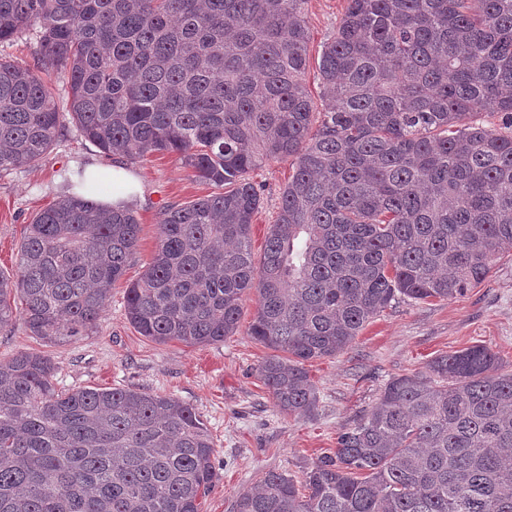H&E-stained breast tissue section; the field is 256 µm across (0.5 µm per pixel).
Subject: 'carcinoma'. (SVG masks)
<instances>
[{"instance_id":"1","label":"carcinoma","mask_w":512,"mask_h":512,"mask_svg":"<svg viewBox=\"0 0 512 512\" xmlns=\"http://www.w3.org/2000/svg\"><path fill=\"white\" fill-rule=\"evenodd\" d=\"M306 2L0 0V43L41 27L34 66L0 59V171L41 160L67 113L107 157L173 153L224 188L160 215L125 315L155 342L209 345L255 293L247 335L273 351L258 378L288 415L318 403L306 364L393 300L461 297L512 254V0H348L317 124ZM275 159L293 174L257 267L247 174ZM138 233L134 211L77 194L42 210L0 273V330L63 344L94 329ZM54 375L40 351L0 361V512H201L215 449L190 405ZM511 452L512 371L472 345L392 378L302 481L269 471L234 512H512Z\"/></svg>"}]
</instances>
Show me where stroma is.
<instances>
[{"instance_id":"1","label":"stroma","mask_w":512,"mask_h":512,"mask_svg":"<svg viewBox=\"0 0 512 512\" xmlns=\"http://www.w3.org/2000/svg\"><path fill=\"white\" fill-rule=\"evenodd\" d=\"M346 7L347 0H308L306 5L310 41L304 83L319 112L325 108L318 79L322 46L334 36ZM90 163L104 166L108 160L70 123L36 166L0 173L1 273L15 272L32 218L70 193L73 165ZM130 169L142 194L131 203L140 233L126 281L138 279L149 263L165 209L217 191L195 180L174 154H152ZM292 173L290 162L271 160L249 174L262 200L251 227L254 261L263 257ZM124 290V283L114 286L97 327L72 343L48 345L20 326L1 331L0 361L24 350L41 351L56 366L60 390L131 388L190 405L212 435L219 474L202 512H234L237 497L271 470L302 479L313 462L334 450L338 433L377 403L388 380L425 370L439 355L485 344L498 352L505 370H512V256L499 260L488 280L463 297L393 303L346 351L309 363L319 401L313 412L298 416L280 414L258 378L257 367L269 351L246 334L255 296L244 299L235 335L188 346L141 336L125 317Z\"/></svg>"}]
</instances>
